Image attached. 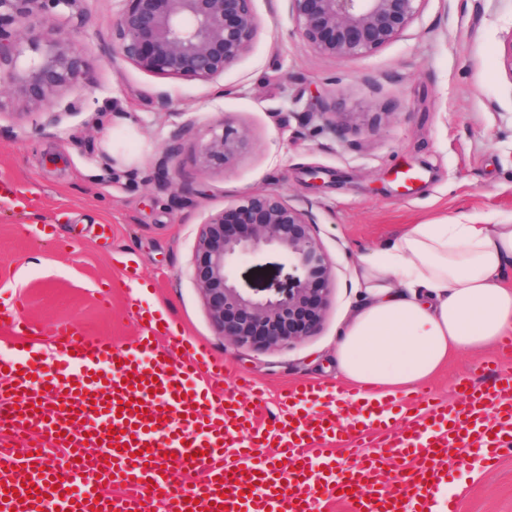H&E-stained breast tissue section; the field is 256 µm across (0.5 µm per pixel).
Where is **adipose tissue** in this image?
Instances as JSON below:
<instances>
[{
	"instance_id": "ef3b65f1",
	"label": "adipose tissue",
	"mask_w": 512,
	"mask_h": 512,
	"mask_svg": "<svg viewBox=\"0 0 512 512\" xmlns=\"http://www.w3.org/2000/svg\"><path fill=\"white\" fill-rule=\"evenodd\" d=\"M355 274L365 300L336 339L349 384L408 391L512 336V221L411 225Z\"/></svg>"
}]
</instances>
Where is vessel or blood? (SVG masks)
Here are the masks:
<instances>
[{"label": "vessel or blood", "instance_id": "b4317fda", "mask_svg": "<svg viewBox=\"0 0 512 512\" xmlns=\"http://www.w3.org/2000/svg\"><path fill=\"white\" fill-rule=\"evenodd\" d=\"M137 346L127 352L73 324L54 328V373L33 375L29 324L0 311L15 336V355L0 362V512H318L341 497L350 512H459L434 491L449 463L476 454L486 469L512 456V372L493 386L471 376L453 400L427 390L375 397L338 392L336 384L304 382L278 399L271 426L261 425L240 397L263 404L260 390L239 376L223 386L224 365L204 349L184 347L178 365L162 358L175 340L172 316L129 301ZM334 406L311 411L322 395ZM65 452L87 488L58 483L49 457ZM396 463L399 482L386 479ZM198 481L180 491L170 464ZM119 486L103 492L102 480Z\"/></svg>", "mask_w": 512, "mask_h": 512}]
</instances>
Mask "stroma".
Instances as JSON below:
<instances>
[{
	"instance_id": "1",
	"label": "stroma",
	"mask_w": 512,
	"mask_h": 512,
	"mask_svg": "<svg viewBox=\"0 0 512 512\" xmlns=\"http://www.w3.org/2000/svg\"><path fill=\"white\" fill-rule=\"evenodd\" d=\"M260 27L251 49L212 82L165 78L111 61L112 20L123 0H83L57 22L86 60L94 109L59 122L19 116L0 105V180L27 198L0 214V307L19 303L46 345L71 322L89 335L131 348L137 329L125 315L126 289L113 287L124 266L146 282L141 300L175 317L190 343L222 359L229 374L250 375L275 402L302 381L338 377V332L363 298L354 278L360 257L385 247L410 224L512 218V0H426L399 38L359 57L324 56L302 40L288 0H254ZM171 110H160L157 91ZM115 110L117 124L90 128L94 110ZM337 113L335 126L321 120ZM246 130L250 151L201 171L199 143L219 120ZM114 159L105 173L103 155ZM422 168L412 191L390 172ZM324 172L315 189L307 172ZM280 192L313 219V232L336 265L325 320L313 335L277 348L239 347L214 328L190 267L199 224L244 192ZM239 288L287 290L293 269L276 250L239 260ZM512 370L501 348L449 359L428 390L454 391L457 377ZM454 465L448 484L459 512H512V459L472 475Z\"/></svg>"
}]
</instances>
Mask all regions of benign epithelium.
<instances>
[{"mask_svg": "<svg viewBox=\"0 0 512 512\" xmlns=\"http://www.w3.org/2000/svg\"><path fill=\"white\" fill-rule=\"evenodd\" d=\"M82 0H0V106L17 97L28 113L76 115L82 97L64 101L79 86L84 57L75 40L47 24ZM112 21V53L137 69L171 79L209 82L235 65L259 27L253 0H125ZM301 38L317 53L357 57L376 52L403 35L426 0H288ZM33 53L24 67L16 60ZM252 148L248 133L221 121L197 149L206 171ZM264 249L291 264L288 291L262 296L237 287L231 269L240 258ZM191 272L215 328L234 344L266 348L292 345L324 320L336 265L311 231L310 217L278 192H249L231 208L209 214L199 225Z\"/></svg>", "mask_w": 512, "mask_h": 512, "instance_id": "obj_1", "label": "benign epithelium"}]
</instances>
